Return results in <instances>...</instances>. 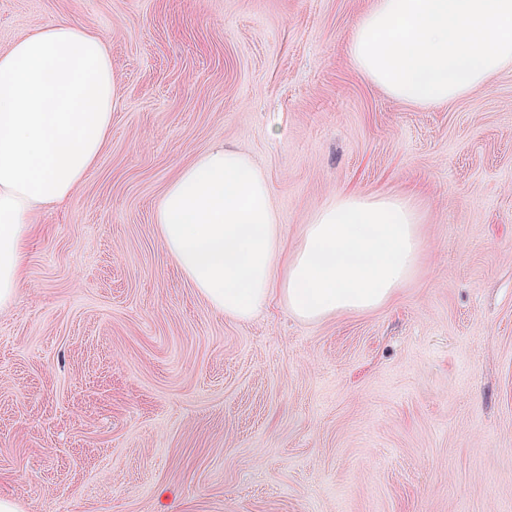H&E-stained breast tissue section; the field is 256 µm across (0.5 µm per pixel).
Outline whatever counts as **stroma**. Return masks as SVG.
I'll list each match as a JSON object with an SVG mask.
<instances>
[{"label": "stroma", "instance_id": "35a3bbf8", "mask_svg": "<svg viewBox=\"0 0 512 512\" xmlns=\"http://www.w3.org/2000/svg\"><path fill=\"white\" fill-rule=\"evenodd\" d=\"M373 0H0L112 56L110 139L38 219L0 311V496L18 512H512V68L439 107L354 66ZM224 143L285 252L341 191L422 216L385 306L216 313L166 250L170 180Z\"/></svg>", "mask_w": 512, "mask_h": 512}]
</instances>
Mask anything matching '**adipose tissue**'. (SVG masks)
<instances>
[{"mask_svg": "<svg viewBox=\"0 0 512 512\" xmlns=\"http://www.w3.org/2000/svg\"><path fill=\"white\" fill-rule=\"evenodd\" d=\"M114 97L105 40L84 25L48 23L0 51V311L22 286L35 216L69 199L106 145ZM154 222L208 305L243 321L275 298L306 322L377 309L413 277L423 249L408 199L345 191L282 259L264 172L221 144L169 182Z\"/></svg>", "mask_w": 512, "mask_h": 512, "instance_id": "1", "label": "adipose tissue"}]
</instances>
